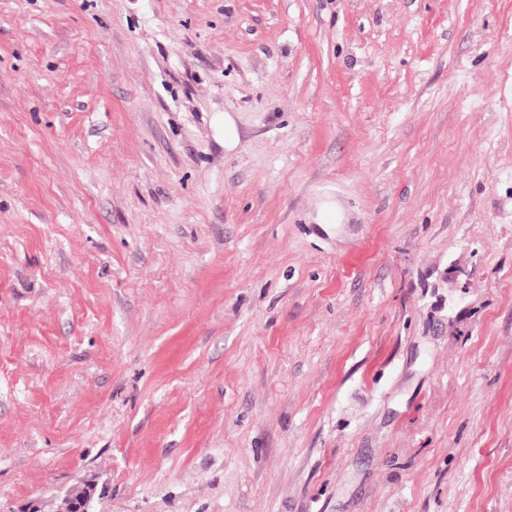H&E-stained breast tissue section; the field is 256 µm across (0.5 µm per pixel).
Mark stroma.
Wrapping results in <instances>:
<instances>
[{"instance_id": "35a3bbf8", "label": "stroma", "mask_w": 512, "mask_h": 512, "mask_svg": "<svg viewBox=\"0 0 512 512\" xmlns=\"http://www.w3.org/2000/svg\"><path fill=\"white\" fill-rule=\"evenodd\" d=\"M86 483L512 512V0H0V512Z\"/></svg>"}]
</instances>
